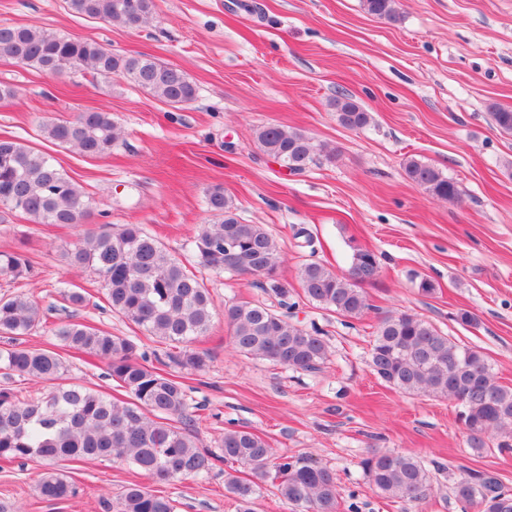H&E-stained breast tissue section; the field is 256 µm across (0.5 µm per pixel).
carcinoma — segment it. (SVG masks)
Wrapping results in <instances>:
<instances>
[{"mask_svg":"<svg viewBox=\"0 0 512 512\" xmlns=\"http://www.w3.org/2000/svg\"><path fill=\"white\" fill-rule=\"evenodd\" d=\"M397 0H363L365 11L396 23ZM77 15L108 23L139 27L152 18L154 0H67ZM0 55L48 74L63 69L89 71L95 76H117L138 90L172 107L193 102L196 86L179 68L145 54H118L100 43L61 35L37 26L0 24ZM338 122L349 130L364 129L372 115L352 96L330 101ZM492 121L512 134V107L492 104ZM51 141L87 156H103L122 137L109 112L89 110L73 120L44 126ZM256 141L268 156L303 172L313 160V145L302 132L279 125L257 129ZM406 176L432 196L453 200L454 182L439 169L415 159L406 161ZM81 186L44 153L11 137H0V207L19 212L36 224L79 226L90 211ZM215 217L202 225L191 242L197 265L204 270L239 275L244 268L261 272L265 293L278 305L265 302L233 303L224 307L235 350L294 371H313L324 364L328 349L323 330L293 321L288 289L277 271L280 250L263 224H246L237 215L233 199L215 185L206 195ZM68 263L92 270L104 286L112 311L149 334L176 343H191L204 335L213 315V302L204 280L139 224L119 231L88 230L64 249ZM351 266L366 278L378 275L380 262L369 249H357ZM32 270L21 253H0V275L14 280ZM304 299L320 308L350 318L372 309L360 282L338 275L317 262L299 272ZM42 325L38 303L24 294L0 298V335L12 340L0 349V369L35 382H52L66 370L63 356L53 350L20 342ZM50 332L64 348L106 363L109 376L129 394L112 399L82 384L57 386L38 398L0 389V460L39 458L46 464L37 483L41 499L63 501L79 494L78 485L61 473V460L125 459L143 475L172 481L209 473L222 461L248 467L252 478L225 475L224 489L239 503L251 504L269 481L277 496L301 512H337L335 474L309 456L282 454L277 462L269 443L243 429L224 430L221 453L199 449L194 431L192 399L184 384L158 367L147 365L146 354L128 337L114 336L88 323L61 321ZM171 362L200 371L207 355L184 348ZM369 367L386 384L405 393L445 397L461 407L468 447L512 448V387L498 383L483 353L454 341L430 321L406 312L380 317L369 352ZM364 474L383 496L417 503L431 489L430 470L411 454L374 449L361 461ZM455 499L477 512H512V491L496 474L464 470L454 486ZM119 512H174L172 501L148 487L130 484Z\"/></svg>","mask_w":512,"mask_h":512,"instance_id":"carcinoma-1","label":"carcinoma"}]
</instances>
